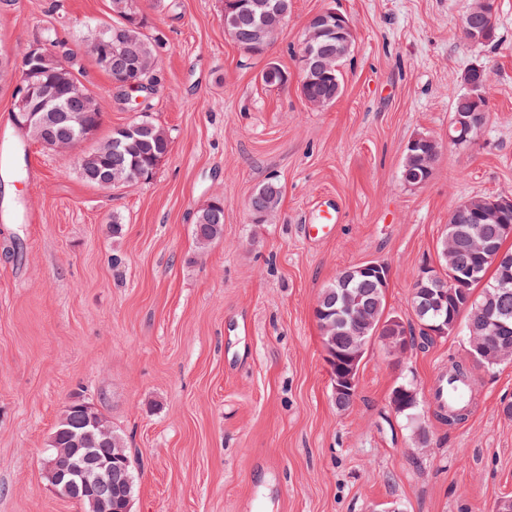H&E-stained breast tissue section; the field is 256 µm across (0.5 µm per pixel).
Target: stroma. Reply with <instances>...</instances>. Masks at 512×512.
<instances>
[{
	"instance_id": "35a3bbf8",
	"label": "stroma",
	"mask_w": 512,
	"mask_h": 512,
	"mask_svg": "<svg viewBox=\"0 0 512 512\" xmlns=\"http://www.w3.org/2000/svg\"><path fill=\"white\" fill-rule=\"evenodd\" d=\"M470 4L292 0L268 52L250 55L225 33L220 0H140L167 44L140 108L171 139L152 179L102 189L34 143L22 175L0 168V512H85L45 474L77 391L125 440L132 512H495L512 499V362L473 366L476 405L450 427L432 387L468 361L466 336L401 360L375 340L340 410L314 318L337 273L370 261L390 270L387 312L411 318L453 209L512 193V0H495L486 46L461 37ZM330 7L350 18L354 45L342 95L318 110L297 57L307 19ZM109 16V0H0V47L18 57L56 30L104 135L136 113L85 51L87 28ZM271 61L282 87L261 81ZM475 65L490 72L487 123L455 146L452 100ZM419 135L442 151L410 187L400 170ZM273 179L279 205L256 222L250 198ZM216 197L224 236L201 249L192 226ZM403 380L421 397L410 418L389 403Z\"/></svg>"
}]
</instances>
